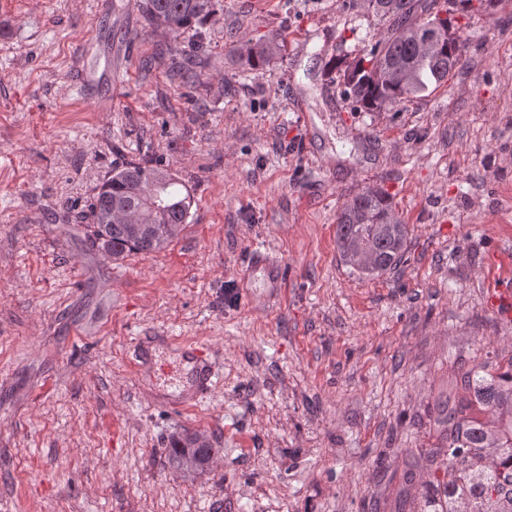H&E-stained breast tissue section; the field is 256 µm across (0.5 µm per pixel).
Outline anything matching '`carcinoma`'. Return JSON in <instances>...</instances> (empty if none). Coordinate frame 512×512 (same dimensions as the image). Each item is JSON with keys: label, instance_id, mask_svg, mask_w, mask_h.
Listing matches in <instances>:
<instances>
[{"label": "carcinoma", "instance_id": "1", "mask_svg": "<svg viewBox=\"0 0 512 512\" xmlns=\"http://www.w3.org/2000/svg\"><path fill=\"white\" fill-rule=\"evenodd\" d=\"M473 0H349L389 24L390 35L364 46L338 70L342 95L353 111H374L421 98L448 81L467 59L452 31L458 4ZM150 25L173 40L212 17L215 0H131ZM438 23V39L424 47L419 29ZM284 45L271 41L243 54L254 67L269 64ZM179 180L159 164L129 162L112 170L91 203V236L109 253L164 249L187 223L192 200ZM409 230L395 216L390 197L367 188L349 200L338 217L336 246L342 261L361 276L380 277L397 268L408 252ZM453 395L438 405L439 443L411 454L404 475L425 480L414 510L407 497L396 512H512V356L506 363H478L460 375ZM214 449L196 433L175 440L170 456L180 470L202 471Z\"/></svg>", "mask_w": 512, "mask_h": 512}]
</instances>
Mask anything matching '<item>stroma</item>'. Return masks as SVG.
<instances>
[{"instance_id": "35a3bbf8", "label": "stroma", "mask_w": 512, "mask_h": 512, "mask_svg": "<svg viewBox=\"0 0 512 512\" xmlns=\"http://www.w3.org/2000/svg\"><path fill=\"white\" fill-rule=\"evenodd\" d=\"M454 28L446 84L356 112L329 68L387 26L348 0H219L177 42L128 0H0V512H394L449 380L512 356V0ZM271 39L251 68L241 50ZM176 46L201 49L193 89ZM145 160L190 216L116 259L90 205ZM368 187L410 237L375 279L336 249ZM141 334L209 347L196 409L180 349L135 370ZM188 432L216 453L183 475ZM283 48L284 45L278 42H265L248 48L243 57L251 66L262 67L275 59Z\"/></svg>"}]
</instances>
